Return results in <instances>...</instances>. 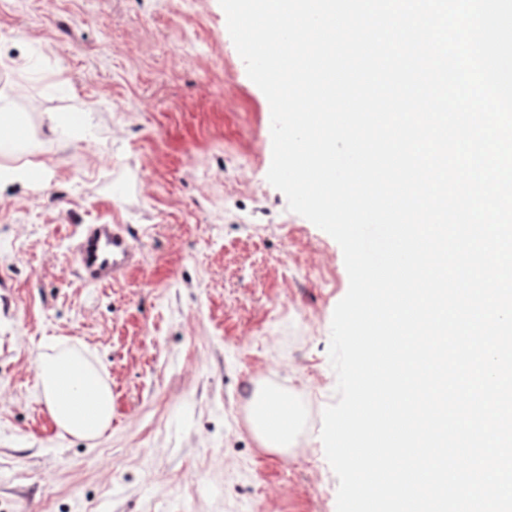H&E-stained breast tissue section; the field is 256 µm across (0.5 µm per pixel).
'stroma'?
<instances>
[{"instance_id": "1", "label": "stroma", "mask_w": 512, "mask_h": 512, "mask_svg": "<svg viewBox=\"0 0 512 512\" xmlns=\"http://www.w3.org/2000/svg\"><path fill=\"white\" fill-rule=\"evenodd\" d=\"M0 97L43 164L0 185V512H336L343 252L267 180L270 105L219 0H0ZM84 224L128 225L138 268L86 285ZM60 350L112 389L101 438L47 411ZM263 395L302 413L286 451L253 429Z\"/></svg>"}]
</instances>
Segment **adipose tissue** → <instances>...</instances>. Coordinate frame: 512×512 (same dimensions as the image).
I'll return each instance as SVG.
<instances>
[{"instance_id":"1","label":"adipose tissue","mask_w":512,"mask_h":512,"mask_svg":"<svg viewBox=\"0 0 512 512\" xmlns=\"http://www.w3.org/2000/svg\"><path fill=\"white\" fill-rule=\"evenodd\" d=\"M31 151L12 104L1 98L0 180L9 173L2 159ZM36 368L48 412L61 431L81 438L105 432L112 420V391L92 364L77 352L61 351L39 357ZM296 422L287 401L280 397H270L257 407L256 426L264 447H284Z\"/></svg>"}]
</instances>
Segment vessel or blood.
<instances>
[{
	"instance_id": "vessel-or-blood-1",
	"label": "vessel or blood",
	"mask_w": 512,
	"mask_h": 512,
	"mask_svg": "<svg viewBox=\"0 0 512 512\" xmlns=\"http://www.w3.org/2000/svg\"><path fill=\"white\" fill-rule=\"evenodd\" d=\"M129 238V229L123 224L84 225L72 250L83 280L106 284L135 268Z\"/></svg>"
}]
</instances>
